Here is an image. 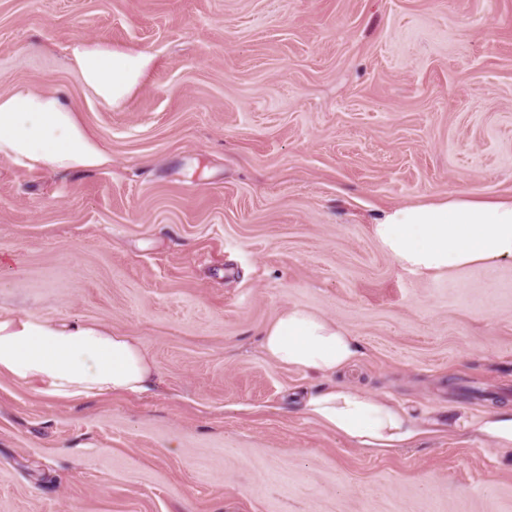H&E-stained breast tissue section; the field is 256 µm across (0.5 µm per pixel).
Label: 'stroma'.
Returning a JSON list of instances; mask_svg holds the SVG:
<instances>
[{
	"label": "stroma",
	"mask_w": 512,
	"mask_h": 512,
	"mask_svg": "<svg viewBox=\"0 0 512 512\" xmlns=\"http://www.w3.org/2000/svg\"><path fill=\"white\" fill-rule=\"evenodd\" d=\"M153 65L109 104L74 39ZM59 93L112 161L0 160V311L136 337L140 396L51 402L0 378V512H512V261L425 278L371 226L512 195V0H0V92ZM336 320V382L399 402L413 447L308 418L327 379L260 349ZM262 336L270 361L321 377L336 375L359 355L357 341L342 325L304 307L282 310ZM477 431L500 450H512V409H492L476 424Z\"/></svg>",
	"instance_id": "1"
}]
</instances>
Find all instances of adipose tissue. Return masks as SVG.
<instances>
[{
	"mask_svg": "<svg viewBox=\"0 0 512 512\" xmlns=\"http://www.w3.org/2000/svg\"><path fill=\"white\" fill-rule=\"evenodd\" d=\"M70 61L97 96L114 104L140 84L152 58L78 38ZM0 159L46 170L111 161L58 93L27 88L0 93ZM372 233L399 267L422 277L512 261V197L452 196L396 206ZM261 349L277 365L321 377L336 375L359 355L342 325L304 307L282 310L264 329ZM0 377L34 387L48 400L69 402L142 393L156 375L134 337L98 324L0 312ZM303 410L369 448H397L420 433L398 404L351 386L310 393Z\"/></svg>",
	"mask_w": 512,
	"mask_h": 512,
	"instance_id": "1",
	"label": "adipose tissue"
}]
</instances>
